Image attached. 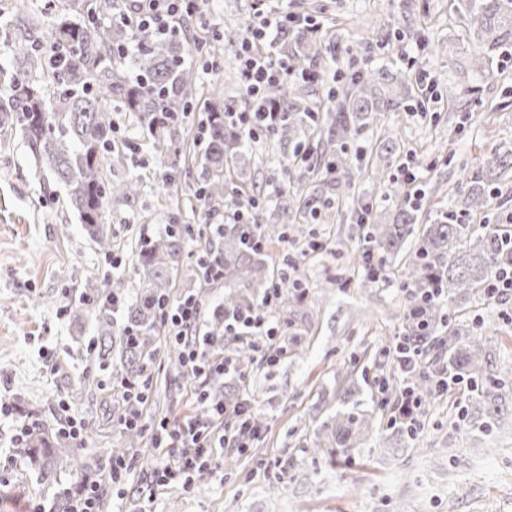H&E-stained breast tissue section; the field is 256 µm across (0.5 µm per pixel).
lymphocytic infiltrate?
Returning a JSON list of instances; mask_svg holds the SVG:
<instances>
[{"mask_svg":"<svg viewBox=\"0 0 512 512\" xmlns=\"http://www.w3.org/2000/svg\"><path fill=\"white\" fill-rule=\"evenodd\" d=\"M190 12L196 13L200 23H207V15L196 12L195 0H130L122 21L131 28L151 27L164 33L179 27L184 14ZM296 20V15L288 12L264 18L260 23L248 25L245 35L237 44V54L241 60L240 83L246 94L254 99L255 105L247 111L229 112L228 118L245 134L254 136L262 131H270L281 112L280 104L266 99L265 91L286 78L288 63L277 58L269 44L273 33L286 29ZM287 282V277H279L268 289L259 310L246 321L228 324L224 332L225 340H238L245 335L256 338L272 336L270 311ZM200 315V302L194 296L187 295L177 303L164 304L160 320L168 341L181 346L184 363L192 376L212 378L227 375L235 368L233 360L224 356L218 343L194 333ZM147 391L144 385L121 387L120 392L127 406L124 423L128 426L147 425L160 445L178 440L181 445L178 458L158 466L154 474L158 482L163 484L173 480L190 484L193 472L212 466L215 449L223 447L226 442L225 436L219 435L213 425L214 420L223 418L224 403L208 391H201L198 395V412L184 418L173 430L165 421L145 423L141 406L147 399Z\"/></svg>","mask_w":512,"mask_h":512,"instance_id":"obj_1","label":"lymphocytic infiltrate"}]
</instances>
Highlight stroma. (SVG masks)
Listing matches in <instances>:
<instances>
[{
  "instance_id": "stroma-1",
  "label": "stroma",
  "mask_w": 512,
  "mask_h": 512,
  "mask_svg": "<svg viewBox=\"0 0 512 512\" xmlns=\"http://www.w3.org/2000/svg\"><path fill=\"white\" fill-rule=\"evenodd\" d=\"M202 8L211 24L187 20L191 34L243 29L255 18L253 0H204ZM288 9L321 28L322 54L309 65L317 78L305 84L310 107L325 103L328 91L341 90L353 74L392 61L413 93L400 107L378 113L349 143L354 207H342L329 224L309 221L305 240H277L269 250L274 269L289 270L299 285L276 302V334L259 340L253 363L220 381L221 388L250 400L263 424L244 453L231 443L218 449L221 458L239 454L236 470L214 469L199 486L159 484L154 468L175 458L178 449L156 448L149 458L134 457L124 496L107 502L103 512H512V452L500 431L466 436L444 449L451 396L434 404L399 458L381 445L389 432L388 406L377 409L373 433L351 458L312 459L302 451L327 402L347 389L359 400H381L384 380L395 375L387 350L401 329L402 270L387 261L385 281L374 284L349 260L363 235L357 207L370 205L387 218L395 208L374 171L398 179L404 167L419 161L418 188L444 202L461 179L462 163L512 146V45L491 51L487 79L471 73L473 50L450 0H290ZM422 70L434 82L428 103L416 89ZM197 78L223 85L225 110L248 108L234 46H225L216 66ZM454 84L460 95L451 101L446 93ZM388 135L395 151L379 147ZM252 146L250 159L236 171L240 189L268 193L286 178L291 191L319 190L324 168L316 159L294 162L293 144L263 134ZM160 165L142 149L112 171L116 181H143L138 197L109 206L113 255L123 258L116 269L113 255L100 252L66 210L62 190L43 185L24 142L0 136V400L13 416L34 413L55 427L69 416L79 421L84 440L74 454L78 466L116 447L121 427L107 398L117 370L99 365L91 354L93 323L76 316L73 303L86 276H132L140 239L166 223L170 209L156 181ZM472 315L482 321L497 364L512 366V299L479 305ZM205 383L168 370L167 354L159 352L144 417L155 421L163 415L177 426L195 411L196 392ZM10 425V418L0 419V512L49 507L51 488L13 447ZM488 441L496 453L485 452ZM291 459L296 467L290 471ZM273 481L279 492H269ZM461 485L467 489L463 497L457 494Z\"/></svg>"
}]
</instances>
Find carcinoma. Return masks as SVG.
Segmentation results:
<instances>
[{"mask_svg":"<svg viewBox=\"0 0 512 512\" xmlns=\"http://www.w3.org/2000/svg\"><path fill=\"white\" fill-rule=\"evenodd\" d=\"M453 2L466 20L467 38L478 47L471 68L482 74L488 69L483 49L512 39V0ZM91 7L81 0H69L46 23L22 17L20 6H11L15 50L8 64H0V130L18 134L47 178L64 186L70 210L104 254L112 253L114 247L107 224L108 204L115 197L131 198L141 192L138 180H110L112 164L127 158L114 143L113 111L134 114L148 149L157 155L193 141L192 156L200 168L196 191L200 203L213 209L228 202L247 208L251 218L249 224H226L217 232L210 244L216 268L209 278H203L199 264L188 269L189 276L204 288L233 285L208 323V335L218 337L224 333L228 316L256 311L254 289H267L277 278L263 253L275 231L259 224L261 195L235 190L231 200H226L227 186L233 183L232 173L244 157L248 137L225 123L224 112L215 104L197 131L187 127L204 87L186 58L194 54L210 57L219 42L234 40L236 31H225L215 42H190L181 31L160 35L151 29L132 30L118 18L106 25L93 23ZM301 45L300 52L292 56L291 67L305 72L321 56V44L305 34ZM277 91L295 103L269 136L289 142L299 132L302 139L293 140L294 152L315 150L310 138L319 126L320 110L304 105L302 89L294 83H285ZM408 93L401 79L385 66L354 76L341 95L327 98L328 134L339 144L329 155L327 169L343 173V178L329 184L333 196L302 199L296 212L288 215L294 234L304 233L297 222L303 210H309L312 219L327 221L335 205L351 198L353 176L347 170L345 141L368 125L373 113L393 109ZM468 171L466 180L451 194L448 208L436 209L432 223L417 225L419 206L410 201L401 183L393 181L388 191L400 203L392 222L384 223L370 213L364 224L370 247L393 258L408 254L403 330L393 347V357L403 364L406 380L402 385H387L385 390L397 393L398 406L412 393L418 406L392 418L389 447L396 456L406 449L407 439L417 436L423 418L445 394L446 383L463 390L448 434L450 448L461 435L490 434L504 411H512L507 398L512 374L494 365L481 322L459 320L468 304L495 301L488 288L490 278L495 270L512 266V212L492 207V200L512 184V147L490 150ZM157 180L168 197L175 198L176 173L165 168ZM188 240L187 224L175 217L164 232L143 238L134 265L139 288L133 295L121 277L84 280L74 307L94 317L99 330L93 344L95 359L103 366L119 360L122 382L139 383L156 359L157 336L162 333L159 304L171 298L183 271V258L190 253ZM373 427V410L359 401L344 400L321 423L303 452L313 458L348 456L368 439ZM64 440L58 430L33 417L22 452L40 476L66 474L72 471V463ZM143 445L140 429L124 428L119 447L92 456L81 466V480L54 492L52 512H72L86 489L109 477L112 460Z\"/></svg>","mask_w":512,"mask_h":512,"instance_id":"1","label":"carcinoma"}]
</instances>
